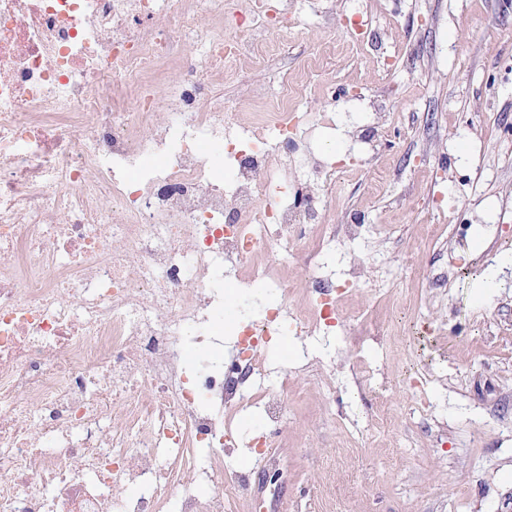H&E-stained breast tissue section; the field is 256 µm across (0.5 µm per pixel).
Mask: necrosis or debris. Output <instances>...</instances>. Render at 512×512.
Here are the masks:
<instances>
[{
    "label": "necrosis or debris",
    "mask_w": 512,
    "mask_h": 512,
    "mask_svg": "<svg viewBox=\"0 0 512 512\" xmlns=\"http://www.w3.org/2000/svg\"><path fill=\"white\" fill-rule=\"evenodd\" d=\"M300 0H0V512H262L274 491L229 468L237 422L281 424L283 393L254 351L330 330L336 286L308 309L216 342L224 269L295 234L359 238L323 221L328 159L289 155L303 118L257 113L255 139L212 94ZM215 18L220 33L204 30ZM165 116H157L158 106ZM220 153L225 173H215Z\"/></svg>",
    "instance_id": "obj_1"
}]
</instances>
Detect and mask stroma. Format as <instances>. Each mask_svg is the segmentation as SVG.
Here are the masks:
<instances>
[{
  "mask_svg": "<svg viewBox=\"0 0 512 512\" xmlns=\"http://www.w3.org/2000/svg\"><path fill=\"white\" fill-rule=\"evenodd\" d=\"M366 46L302 21L260 71L215 81L225 112L247 113L256 86L280 89L323 47L298 115L319 118L335 91L323 153L350 163L325 187V221L366 231L286 274L311 296L322 273L368 275L337 303L336 334L277 338L269 378L288 379L275 451L288 471L275 512H512V10L498 0H369ZM379 102L378 154L356 161L352 124ZM276 296L263 281L224 290L225 356L237 322ZM383 410L386 427L370 420Z\"/></svg>",
  "mask_w": 512,
  "mask_h": 512,
  "instance_id": "35a3bbf8",
  "label": "stroma"
}]
</instances>
